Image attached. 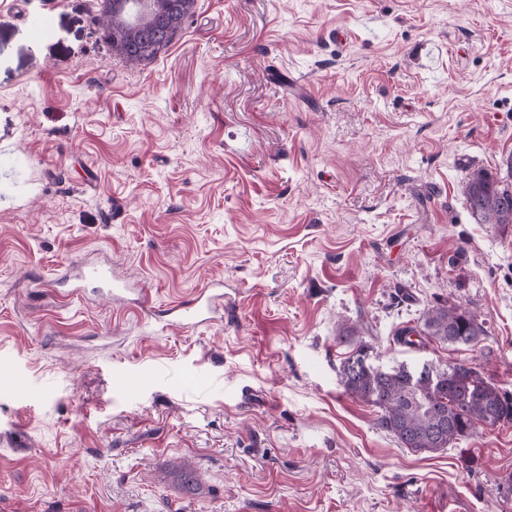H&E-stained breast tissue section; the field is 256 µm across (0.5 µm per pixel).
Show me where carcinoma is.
Returning <instances> with one entry per match:
<instances>
[{"label":"carcinoma","instance_id":"1","mask_svg":"<svg viewBox=\"0 0 512 512\" xmlns=\"http://www.w3.org/2000/svg\"><path fill=\"white\" fill-rule=\"evenodd\" d=\"M158 19L141 24L133 41H123L117 30L105 39L122 42V51L130 62L144 60L137 55L138 43L151 41L163 49L173 40ZM471 214L482 224H512V183H504L484 171L471 173L462 185ZM486 330L483 323L458 307H433L423 314L420 327L406 329L407 343L419 340L471 346ZM340 383L350 396L377 413V425L391 433L404 448L437 451L453 445L478 428L492 429L512 422V395L492 384L473 387L461 376L446 387L428 377L410 381L402 372L374 375L364 369L342 368Z\"/></svg>","mask_w":512,"mask_h":512}]
</instances>
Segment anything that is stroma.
I'll list each match as a JSON object with an SVG mask.
<instances>
[{"label": "stroma", "mask_w": 512, "mask_h": 512, "mask_svg": "<svg viewBox=\"0 0 512 512\" xmlns=\"http://www.w3.org/2000/svg\"><path fill=\"white\" fill-rule=\"evenodd\" d=\"M99 13L0 0V512H512V423L401 447L337 338L512 391V224L461 189L512 182V0H196L138 64ZM443 305L487 336L400 344ZM471 214L481 224H512V183L484 171L472 172L462 185ZM220 283H212L207 288L198 291L187 302L170 307L171 313H175L183 327L190 328L209 321L208 315L213 311L215 296L210 288L220 287Z\"/></svg>", "instance_id": "obj_1"}]
</instances>
